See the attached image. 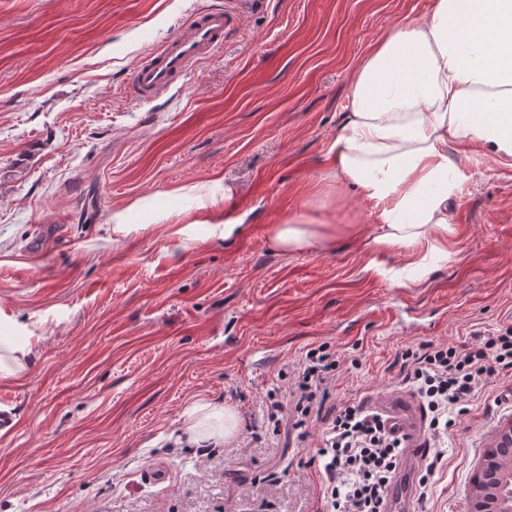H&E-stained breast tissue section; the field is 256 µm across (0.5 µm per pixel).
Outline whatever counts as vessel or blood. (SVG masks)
<instances>
[{
    "instance_id": "vessel-or-blood-1",
    "label": "vessel or blood",
    "mask_w": 512,
    "mask_h": 512,
    "mask_svg": "<svg viewBox=\"0 0 512 512\" xmlns=\"http://www.w3.org/2000/svg\"><path fill=\"white\" fill-rule=\"evenodd\" d=\"M224 31L223 9L197 13L164 45L153 48L134 69L130 78L133 95L151 99L164 93L196 62L223 45ZM369 405L385 418L403 446L399 470L388 492L387 510L412 512L415 474L427 445L422 408L416 398L398 390L370 400Z\"/></svg>"
}]
</instances>
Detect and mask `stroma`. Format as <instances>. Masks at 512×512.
Returning <instances> with one entry per match:
<instances>
[{"instance_id":"1","label":"stroma","mask_w":512,"mask_h":512,"mask_svg":"<svg viewBox=\"0 0 512 512\" xmlns=\"http://www.w3.org/2000/svg\"><path fill=\"white\" fill-rule=\"evenodd\" d=\"M432 2L0 0V336L32 350L0 377L18 420L0 437V512H319L320 471L267 411L309 348L339 355L337 402L364 403L402 388V349L512 326V167L449 147L474 177L443 260L365 248L379 210L328 153L359 60ZM219 6L222 50L136 100L150 49ZM216 178L230 200L211 203ZM144 197L159 223L113 224ZM230 209L243 223L228 237ZM293 217L331 243L275 249ZM198 400L237 411L232 440H190ZM510 421L503 372L449 430L417 512H469ZM157 464L170 480L148 481ZM512 446V422H509L502 427H500L493 438L491 439L489 445L485 450V457H489L492 455L496 448H511ZM500 450L496 451V455L489 457L487 459L488 468H492L497 465L498 462V454H500Z\"/></svg>"}]
</instances>
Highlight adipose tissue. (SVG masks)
Wrapping results in <instances>:
<instances>
[{"label":"adipose tissue","instance_id":"ef3b65f1","mask_svg":"<svg viewBox=\"0 0 512 512\" xmlns=\"http://www.w3.org/2000/svg\"><path fill=\"white\" fill-rule=\"evenodd\" d=\"M344 121L328 152L336 173L380 210L363 244L373 251L447 235L449 206L471 172L450 161L452 144L472 145L512 166V0H434L430 12L376 41L348 86ZM321 225H278L274 247L302 253L326 243ZM192 432L228 437L236 412L199 401Z\"/></svg>","mask_w":512,"mask_h":512}]
</instances>
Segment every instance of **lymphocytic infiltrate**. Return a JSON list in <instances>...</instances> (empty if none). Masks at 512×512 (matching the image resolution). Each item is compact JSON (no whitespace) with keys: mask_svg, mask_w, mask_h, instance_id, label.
I'll return each mask as SVG.
<instances>
[{"mask_svg":"<svg viewBox=\"0 0 512 512\" xmlns=\"http://www.w3.org/2000/svg\"><path fill=\"white\" fill-rule=\"evenodd\" d=\"M397 360L404 384L418 397L431 435L437 438L453 426L452 410L465 408L484 380L512 370V327L461 347L426 342L403 349ZM339 366L329 346L308 349L288 401L271 399L270 411L283 423L286 438L301 447L309 436L308 422L324 424V436L309 461L323 466L326 480L320 498L328 512H386L402 444L364 405L333 401Z\"/></svg>","mask_w":512,"mask_h":512,"instance_id":"1","label":"lymphocytic infiltrate"}]
</instances>
